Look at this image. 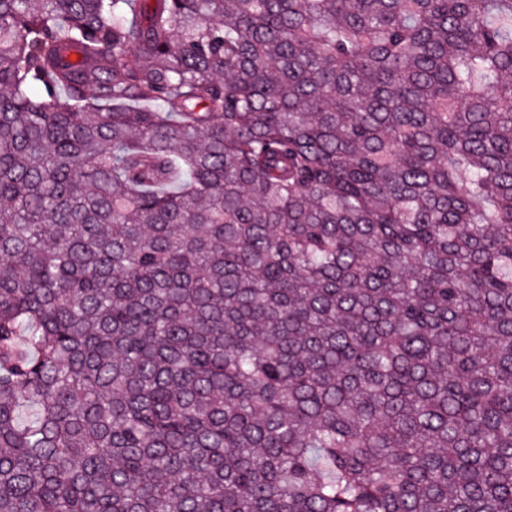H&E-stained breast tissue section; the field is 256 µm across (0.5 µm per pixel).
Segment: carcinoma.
I'll use <instances>...</instances> for the list:
<instances>
[{"label": "carcinoma", "instance_id": "obj_1", "mask_svg": "<svg viewBox=\"0 0 512 512\" xmlns=\"http://www.w3.org/2000/svg\"><path fill=\"white\" fill-rule=\"evenodd\" d=\"M0 512H512V0H0Z\"/></svg>", "mask_w": 512, "mask_h": 512}]
</instances>
